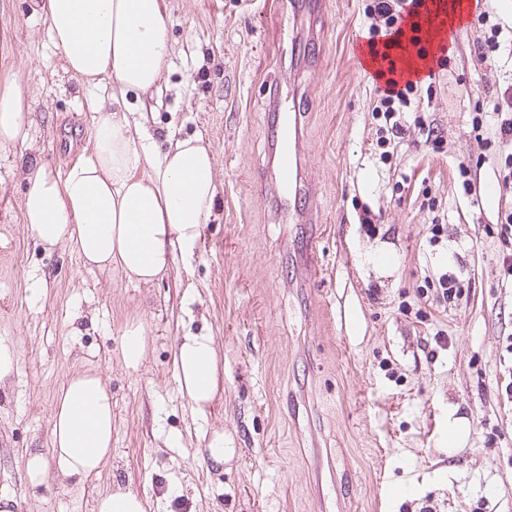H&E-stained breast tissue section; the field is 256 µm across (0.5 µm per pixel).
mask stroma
<instances>
[{
    "label": "stroma",
    "instance_id": "obj_1",
    "mask_svg": "<svg viewBox=\"0 0 512 512\" xmlns=\"http://www.w3.org/2000/svg\"><path fill=\"white\" fill-rule=\"evenodd\" d=\"M469 2L475 21L384 161L377 85L357 55L368 0H325L315 67L296 55L307 31L289 26L288 0H172L169 66L137 109L157 148L172 136L211 145L217 200L192 258L146 287L84 267L70 248L46 253L23 224L27 163L65 174L112 84L90 88L67 71L35 0H0V78L18 74L31 121L29 145L0 148V341L19 358L0 382V496L16 500L13 512H96L118 486L147 512H512L501 394L512 246L497 204L480 203L512 145L488 146L494 119L472 129L485 96L512 97V0ZM484 16L501 27L493 65L475 53ZM295 97L317 228L281 223L255 182L270 170L273 103ZM419 113L434 146L421 142ZM314 236L322 277L309 280L300 264ZM445 273L466 294L443 308ZM132 322L149 344L136 370L121 358ZM201 332L214 336L224 378L202 418L173 369L177 340ZM82 367L112 390V456L99 476L31 483L25 459L50 457L56 394ZM214 428L228 455L210 469L199 451Z\"/></svg>",
    "mask_w": 512,
    "mask_h": 512
}]
</instances>
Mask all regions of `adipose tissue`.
<instances>
[{
  "instance_id": "ef3b65f1",
  "label": "adipose tissue",
  "mask_w": 512,
  "mask_h": 512,
  "mask_svg": "<svg viewBox=\"0 0 512 512\" xmlns=\"http://www.w3.org/2000/svg\"><path fill=\"white\" fill-rule=\"evenodd\" d=\"M170 0H41L51 40L72 74L87 85L112 83L98 103L90 152L54 175L40 161L26 168L22 217L46 249L74 245L84 265L117 268L152 285L177 256L193 255L216 200V156L200 137L154 150L127 94L155 88L168 66ZM30 105L21 84L0 82V147L26 142ZM174 375L195 413L220 389L212 336L177 343ZM58 481L99 475L112 453V393L101 374L74 373L59 389L51 416Z\"/></svg>"
}]
</instances>
